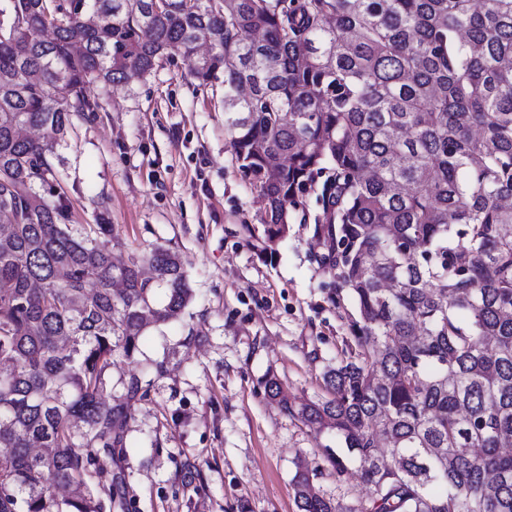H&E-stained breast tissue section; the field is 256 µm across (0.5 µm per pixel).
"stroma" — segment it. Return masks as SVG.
<instances>
[{"label": "stroma", "instance_id": "stroma-1", "mask_svg": "<svg viewBox=\"0 0 512 512\" xmlns=\"http://www.w3.org/2000/svg\"><path fill=\"white\" fill-rule=\"evenodd\" d=\"M224 87H199L182 55L145 79L112 86L95 116L75 120L52 158L69 223L106 221L116 262L161 245L175 251L193 290L179 315L150 328L134 358L116 357L112 393L145 373L122 455L126 512H298L292 478L304 461L321 496L354 502L357 475L337 477L321 457L326 434L282 412L262 380L289 396L325 394L322 373L343 357L349 302L320 263L316 193L293 212L274 254L254 247L257 193L240 172L224 125ZM163 373L148 372L151 362Z\"/></svg>", "mask_w": 512, "mask_h": 512}]
</instances>
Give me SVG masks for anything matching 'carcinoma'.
Segmentation results:
<instances>
[{
    "instance_id": "cac0c4a2",
    "label": "carcinoma",
    "mask_w": 512,
    "mask_h": 512,
    "mask_svg": "<svg viewBox=\"0 0 512 512\" xmlns=\"http://www.w3.org/2000/svg\"><path fill=\"white\" fill-rule=\"evenodd\" d=\"M0 15V512L125 508L130 402L113 354L192 296L176 252L112 260L68 224L54 142L173 51L224 84L229 145L276 252L318 193L316 237L348 300L328 396L267 397L336 442L354 506L293 477L299 512H512V0H6ZM99 88L90 98L87 89Z\"/></svg>"
}]
</instances>
